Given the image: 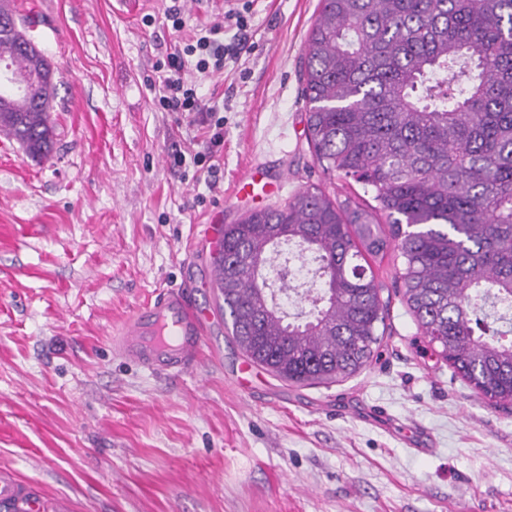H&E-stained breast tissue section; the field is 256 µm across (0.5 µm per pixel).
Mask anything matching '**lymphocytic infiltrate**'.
Listing matches in <instances>:
<instances>
[{
  "label": "lymphocytic infiltrate",
  "instance_id": "obj_1",
  "mask_svg": "<svg viewBox=\"0 0 512 512\" xmlns=\"http://www.w3.org/2000/svg\"><path fill=\"white\" fill-rule=\"evenodd\" d=\"M250 27L247 8H233L221 18L200 26L192 40L175 41L163 60L157 61V105L168 112H179L206 127L212 148L224 144V119L220 105L207 104L198 94L201 81L223 73L226 62L240 59L247 44ZM233 31L232 41H225V31ZM193 69L196 80L185 76Z\"/></svg>",
  "mask_w": 512,
  "mask_h": 512
}]
</instances>
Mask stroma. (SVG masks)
Masks as SVG:
<instances>
[{
    "label": "stroma",
    "mask_w": 512,
    "mask_h": 512,
    "mask_svg": "<svg viewBox=\"0 0 512 512\" xmlns=\"http://www.w3.org/2000/svg\"><path fill=\"white\" fill-rule=\"evenodd\" d=\"M249 2L247 51L200 87L224 104L213 154L200 125L154 103L169 0L130 17L112 0H17L51 64L57 131L44 160L0 135V470L43 512H512V403L488 404L434 353L392 258L374 264L388 315L360 372L301 386L242 370L207 233L256 210L239 177L282 179L272 208L312 184L373 203L322 173L304 133L319 0ZM187 281L212 314L197 370L113 357V327Z\"/></svg>",
    "instance_id": "obj_1"
}]
</instances>
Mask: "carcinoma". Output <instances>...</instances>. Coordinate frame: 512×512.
Segmentation results:
<instances>
[{
    "instance_id": "1",
    "label": "carcinoma",
    "mask_w": 512,
    "mask_h": 512,
    "mask_svg": "<svg viewBox=\"0 0 512 512\" xmlns=\"http://www.w3.org/2000/svg\"><path fill=\"white\" fill-rule=\"evenodd\" d=\"M0 53L45 70L32 94L0 91V128L32 156L55 127L50 63L0 0ZM306 132L316 162L373 195L368 211L308 187L224 225L219 309L254 364L299 385L333 383L374 356L387 305L368 258L397 280L438 355L493 404L512 401V0H320L306 44ZM385 217L380 222L376 214ZM313 256L327 300L288 320L268 272L283 244Z\"/></svg>"
}]
</instances>
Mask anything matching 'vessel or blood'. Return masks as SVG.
Masks as SVG:
<instances>
[{"mask_svg": "<svg viewBox=\"0 0 512 512\" xmlns=\"http://www.w3.org/2000/svg\"><path fill=\"white\" fill-rule=\"evenodd\" d=\"M209 314L195 301L192 284L161 290L112 331V352L153 374H187L196 369L205 344ZM35 498L9 472H0V512H41Z\"/></svg>", "mask_w": 512, "mask_h": 512, "instance_id": "obj_1", "label": "vessel or blood"}]
</instances>
